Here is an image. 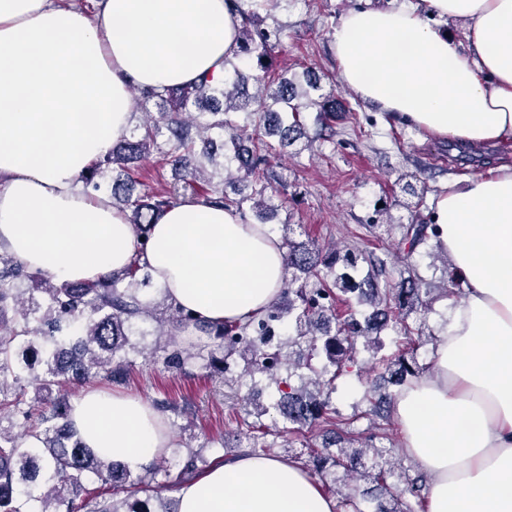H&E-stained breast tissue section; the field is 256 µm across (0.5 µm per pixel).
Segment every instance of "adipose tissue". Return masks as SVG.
Masks as SVG:
<instances>
[{"mask_svg":"<svg viewBox=\"0 0 512 512\" xmlns=\"http://www.w3.org/2000/svg\"><path fill=\"white\" fill-rule=\"evenodd\" d=\"M456 19L462 36L431 26ZM239 20L225 0H0V253L61 281L147 262L169 304L202 324L246 322L275 302L285 249L267 224L185 195L140 238L79 178L127 137L131 88L224 82ZM331 48L341 84L428 134L512 138V0H390L344 14ZM464 288L433 362L402 390L403 454L427 476L426 512H512V165L449 182L432 213ZM87 447L141 471L171 431L137 397L81 393ZM179 512H336L298 464L245 454L176 491Z\"/></svg>","mask_w":512,"mask_h":512,"instance_id":"ef3b65f1","label":"adipose tissue"}]
</instances>
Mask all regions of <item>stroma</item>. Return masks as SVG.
I'll use <instances>...</instances> for the list:
<instances>
[{
  "label": "stroma",
  "instance_id": "stroma-1",
  "mask_svg": "<svg viewBox=\"0 0 512 512\" xmlns=\"http://www.w3.org/2000/svg\"><path fill=\"white\" fill-rule=\"evenodd\" d=\"M377 0H280L273 12L284 26L280 45L268 58L273 68L287 71L298 82L315 79L322 93L334 94L342 110L332 129H324L316 107L301 112V133L272 158L267 192L275 209L268 223L275 232L284 225H300V238L312 240L327 251L353 248L373 252L382 264L380 285L396 286L412 273L425 280L432 298L426 323L440 332L448 312L458 303L446 294L443 264L436 261L434 244L420 253L408 254L402 227L410 221L427 224L438 197L449 181L466 174L476 176L503 164H512V141L477 147L478 160L457 171L448 159V141L428 136L419 129L393 119L389 113L363 103L344 89L337 61L331 51V33L347 11L376 4ZM183 170L157 168L154 160L140 162L131 178L135 193L169 190L180 182ZM396 332L385 327L358 345V372L336 382L334 399L349 430L318 426L308 433L315 448L336 453L348 432L359 435L371 427L386 432L397 469H414L401 451V434L394 414L371 413L366 393L379 380L373 367L377 359L393 356ZM132 369H116L102 390L139 397L147 402L169 400L165 415L179 453L201 451L207 462L229 459L249 445V431L238 415L242 403L235 388L220 375L210 374L202 363L189 374L148 363L132 353Z\"/></svg>",
  "mask_w": 512,
  "mask_h": 512
}]
</instances>
